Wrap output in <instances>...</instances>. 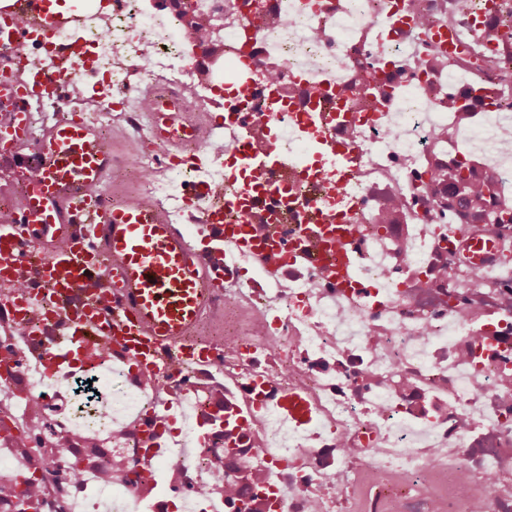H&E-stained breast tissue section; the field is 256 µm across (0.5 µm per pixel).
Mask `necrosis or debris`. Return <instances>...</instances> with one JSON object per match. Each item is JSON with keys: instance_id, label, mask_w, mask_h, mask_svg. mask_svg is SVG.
Segmentation results:
<instances>
[{"instance_id": "necrosis-or-debris-1", "label": "necrosis or debris", "mask_w": 512, "mask_h": 512, "mask_svg": "<svg viewBox=\"0 0 512 512\" xmlns=\"http://www.w3.org/2000/svg\"><path fill=\"white\" fill-rule=\"evenodd\" d=\"M395 2L339 0L319 12L314 0H265L254 18L237 0H79L76 26L33 33L23 50L21 81L43 86L29 99V136L76 115L103 140L122 135L129 158L113 182L179 223L208 224L225 185L224 153L207 145L232 139L213 119L225 81L248 76L237 93L258 122L255 151L272 142L293 156L296 120L273 102L306 100L316 83L327 88L321 106L334 109L337 87L373 70L377 22ZM497 2L491 32L471 25L479 0H405L411 18L467 29L466 50L433 67L429 48L410 54L386 43L407 79L389 98L376 91L346 102L374 117L341 134L361 146L348 217L378 301L337 300L313 269L294 280L255 276L248 256L228 253L239 274L198 328L216 358L190 394L180 381L128 370L103 343L90 365L49 375L63 335L0 310V354L21 359L16 383L0 385V512H234L225 486L255 480L277 488L288 512H512V308L498 280L458 254L465 221L447 207L445 169L470 142L476 178L494 173L500 194L512 187V161L498 151L503 127L485 120L512 110V0ZM463 71L472 78L458 89L482 115L465 128L445 105L447 77ZM78 73L92 94L59 92ZM150 99L202 136L176 151L162 144ZM267 182L287 189L280 212L230 209L225 223L288 235L330 220L318 205L333 183L328 167L311 182L280 171ZM462 295L471 300L464 311ZM480 337L492 354L476 355ZM259 375L304 391L315 430L290 433L276 407L245 404L242 391ZM214 392L247 412L249 447L226 452ZM149 411L173 424L148 476L137 422Z\"/></svg>"}]
</instances>
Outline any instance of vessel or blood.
<instances>
[{"mask_svg": "<svg viewBox=\"0 0 512 512\" xmlns=\"http://www.w3.org/2000/svg\"><path fill=\"white\" fill-rule=\"evenodd\" d=\"M66 18L53 0H28L22 16L0 13V61L18 62L31 29L45 31ZM378 25L385 37L410 36L407 16L389 14ZM419 38L433 52L451 58L464 48L454 29L435 27ZM31 94L28 86L0 76V120L8 122L11 135L6 149L27 181L21 207L0 213V263L19 267L29 263L33 250L47 253L46 265L20 281L15 296L23 303L20 323L36 312L46 329L63 328L68 343L52 354L54 368L87 359L100 341L146 371L166 362L179 375L210 362L216 353L196 331L216 291L237 274L224 260L228 244L250 251L266 277L279 279L315 267L330 292L375 296V288L356 272V231L345 224L316 225L288 238L274 228L259 243L244 229L216 221L206 231V247L196 249L187 225L174 223L162 206L113 183L112 168L125 154L122 143L104 144L93 125L76 117L47 128L40 141H29L24 115ZM357 121L354 112L320 114L319 128L296 159L294 175L310 173L314 157L321 156L335 170L337 187L348 186L360 149L331 137L330 131ZM251 125V117L240 113L236 126L241 135L224 161L225 202L244 210L257 204L274 210L278 197H256L252 182L284 161L272 147L253 153ZM460 250L484 274L494 272L501 261L500 246L484 229L462 240ZM278 403L293 426L313 422V409L300 392H280ZM245 423L239 406L225 404L228 444L238 442Z\"/></svg>", "mask_w": 512, "mask_h": 512, "instance_id": "b4317fda", "label": "vessel or blood"}]
</instances>
